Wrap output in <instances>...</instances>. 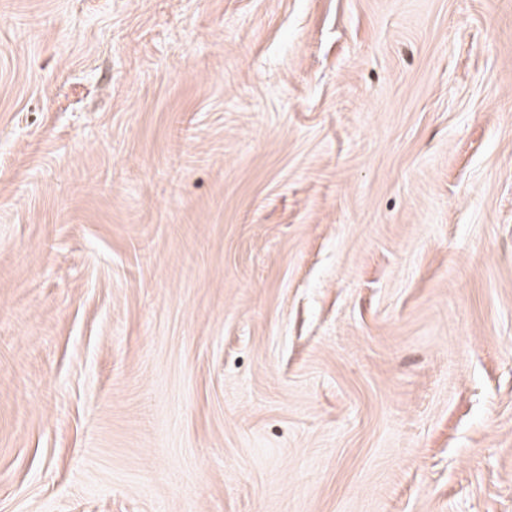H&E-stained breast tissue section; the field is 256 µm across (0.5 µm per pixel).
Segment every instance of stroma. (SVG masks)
<instances>
[{"instance_id":"stroma-1","label":"stroma","mask_w":512,"mask_h":512,"mask_svg":"<svg viewBox=\"0 0 512 512\" xmlns=\"http://www.w3.org/2000/svg\"><path fill=\"white\" fill-rule=\"evenodd\" d=\"M0 512H512V0H0Z\"/></svg>"}]
</instances>
